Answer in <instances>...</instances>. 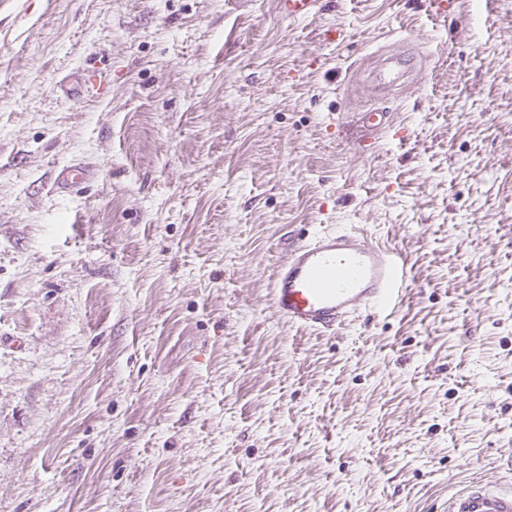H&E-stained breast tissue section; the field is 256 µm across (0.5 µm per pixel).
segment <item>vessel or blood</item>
<instances>
[{
  "label": "vessel or blood",
  "instance_id": "vessel-or-blood-1",
  "mask_svg": "<svg viewBox=\"0 0 512 512\" xmlns=\"http://www.w3.org/2000/svg\"><path fill=\"white\" fill-rule=\"evenodd\" d=\"M327 0H279L290 19L323 13ZM412 66L400 53L380 58L369 73L367 92L380 96L407 78ZM403 254L367 235L322 232L291 247L274 271L268 301L288 326L324 333L355 314L387 308L403 298ZM448 512H512V490L482 481L452 494Z\"/></svg>",
  "mask_w": 512,
  "mask_h": 512
}]
</instances>
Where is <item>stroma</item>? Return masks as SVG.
Returning a JSON list of instances; mask_svg holds the SVG:
<instances>
[{"instance_id":"35a3bbf8","label":"stroma","mask_w":512,"mask_h":512,"mask_svg":"<svg viewBox=\"0 0 512 512\" xmlns=\"http://www.w3.org/2000/svg\"><path fill=\"white\" fill-rule=\"evenodd\" d=\"M334 2L0 0V512L512 488V0ZM398 47L416 78L367 129L358 86ZM88 71L101 94L67 97ZM325 229L406 257L397 309L274 312ZM327 0H279V11L288 19H304L323 13Z\"/></svg>"}]
</instances>
